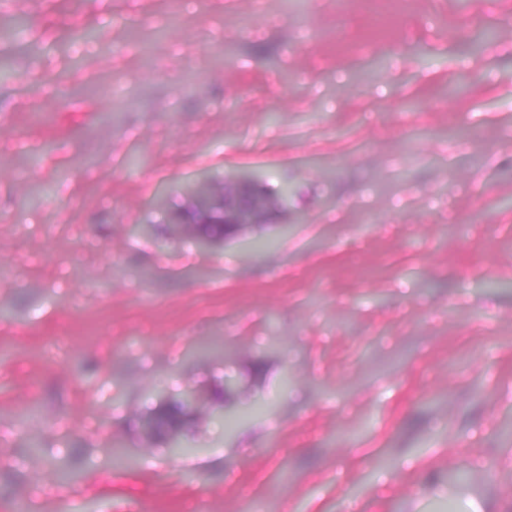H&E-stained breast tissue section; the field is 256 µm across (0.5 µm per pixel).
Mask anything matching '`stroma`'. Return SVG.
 <instances>
[{"instance_id": "35a3bbf8", "label": "stroma", "mask_w": 512, "mask_h": 512, "mask_svg": "<svg viewBox=\"0 0 512 512\" xmlns=\"http://www.w3.org/2000/svg\"><path fill=\"white\" fill-rule=\"evenodd\" d=\"M16 17L0 512H512V0ZM241 175L277 220L198 252L171 215ZM226 380L195 454L147 428Z\"/></svg>"}]
</instances>
